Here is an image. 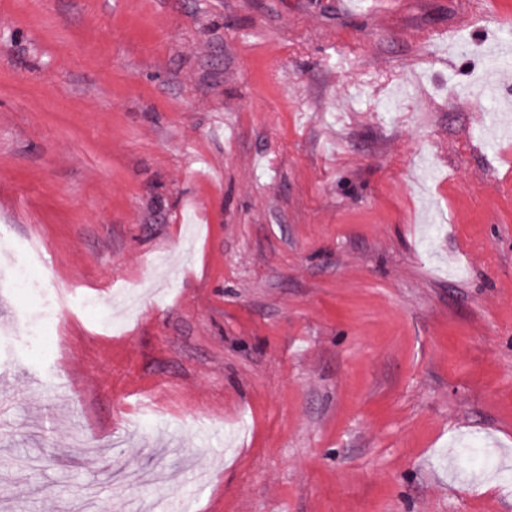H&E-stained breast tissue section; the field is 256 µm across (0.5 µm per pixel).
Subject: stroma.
<instances>
[{
    "mask_svg": "<svg viewBox=\"0 0 512 512\" xmlns=\"http://www.w3.org/2000/svg\"><path fill=\"white\" fill-rule=\"evenodd\" d=\"M512 0H0V512H512ZM139 294L129 309L127 290ZM8 278L16 288H32L40 296V316L44 325L52 323L56 317L57 302L40 287L29 262L19 263L8 273Z\"/></svg>",
    "mask_w": 512,
    "mask_h": 512,
    "instance_id": "1",
    "label": "stroma"
}]
</instances>
